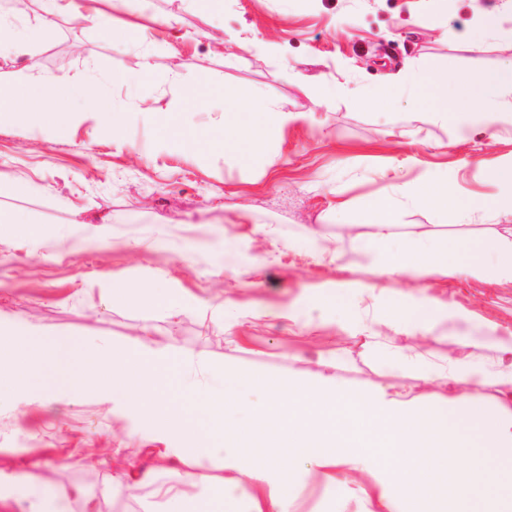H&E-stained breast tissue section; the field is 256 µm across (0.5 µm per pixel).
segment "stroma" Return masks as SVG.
<instances>
[{"mask_svg":"<svg viewBox=\"0 0 512 512\" xmlns=\"http://www.w3.org/2000/svg\"><path fill=\"white\" fill-rule=\"evenodd\" d=\"M495 12L502 36L467 43L476 19ZM112 26L43 31L38 43L0 62V84L20 73L70 87L95 79L112 111L127 115L123 142L101 136L93 119L46 139L35 126L0 120V216L25 221L0 232V338L81 336L100 352L142 347L170 357L165 388L191 418L206 417L226 367L273 376L323 374L355 393L390 379L431 395V364L466 345L489 354L493 335L512 334V286L468 272L376 281L352 248L370 195L411 185L423 167L449 178L465 204L453 222L403 206L395 229L404 242L425 230L443 240H480L512 211L493 207L490 174L512 161V119L460 129L407 95L363 106L388 78L419 71L482 72L512 61V0H118ZM139 32L125 34L127 24ZM223 32L216 46L206 32ZM277 44L273 55L256 42ZM154 69L140 72L142 56ZM337 87L316 107L325 87ZM260 88L283 109L309 113L257 154L238 139L244 103L224 92ZM200 138L163 142L154 114ZM224 143H204L207 131ZM90 221H73L74 209ZM101 239L80 247L89 234ZM339 246L341 261L318 255ZM164 279L179 314L158 305ZM139 290L134 303L112 301L113 285ZM348 289L359 309H338ZM430 296L460 317L434 322L423 360L397 362L405 339L383 330L368 345L353 336L389 304ZM189 442L123 411L95 391L48 403L0 379V512H239L211 485L187 484L159 454ZM137 451L127 463L120 451ZM137 481L117 492L112 479ZM176 485L180 495L156 494ZM356 481L325 484L295 468L296 512H367Z\"/></svg>","mask_w":512,"mask_h":512,"instance_id":"1","label":"stroma"}]
</instances>
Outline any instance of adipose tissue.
Instances as JSON below:
<instances>
[{
  "instance_id": "ef3b65f1",
  "label": "adipose tissue",
  "mask_w": 512,
  "mask_h": 512,
  "mask_svg": "<svg viewBox=\"0 0 512 512\" xmlns=\"http://www.w3.org/2000/svg\"><path fill=\"white\" fill-rule=\"evenodd\" d=\"M38 2L41 22L48 28L61 21L112 24L102 13L100 0ZM417 83L421 97L442 119L464 122L476 116L492 125L502 114L512 112V63L432 81L421 75ZM75 93L83 101L82 109L58 111L57 103L66 97V90L49 77H33L1 84L0 105H7L9 116L18 122L55 130L89 116L102 135L121 138L124 116L112 111L95 83L83 82ZM227 98H241L248 105L249 114L239 119L238 129L252 151H262L280 139L288 126L309 119L308 113L284 110L257 89L231 92ZM399 194L395 188L369 198L361 221L372 225L374 232L353 239L377 279L433 271L453 278L459 273L455 255L479 249L486 262L471 264L473 274L512 285V227L476 243L458 238L435 246L416 238L401 245L392 232L400 214ZM410 198L414 205L437 210L453 221L463 209L447 178L430 169L422 171ZM435 312L434 300L425 296L412 305L393 306L379 318V325L395 328L410 339L396 350L399 362L419 358L418 343ZM496 342L497 358L452 355L433 368L428 381L454 386L456 393L432 400L412 395L395 381L345 393L324 377L312 384L294 375L275 377L228 368L202 438L187 415L163 399L159 380L166 354L152 350L95 354L86 350L78 336L41 343L9 339L0 342V363L18 391L35 388L39 378L57 375L63 387H45L49 399L61 402L90 390L109 391L122 395L129 412L194 438V447L175 451L184 482L208 481L205 463L219 459L224 471L219 493L245 504L247 512H293V465L300 460L328 483L340 475H369L359 491L370 512H473V490L497 483L496 462L512 463V335L497 337ZM485 385L501 389L503 399L495 407H488L475 392ZM246 388L258 395V403L244 405L241 393ZM244 408L248 419L236 425L232 416ZM219 435L224 438L220 447L215 444ZM383 469L392 472V479L380 477Z\"/></svg>"
}]
</instances>
